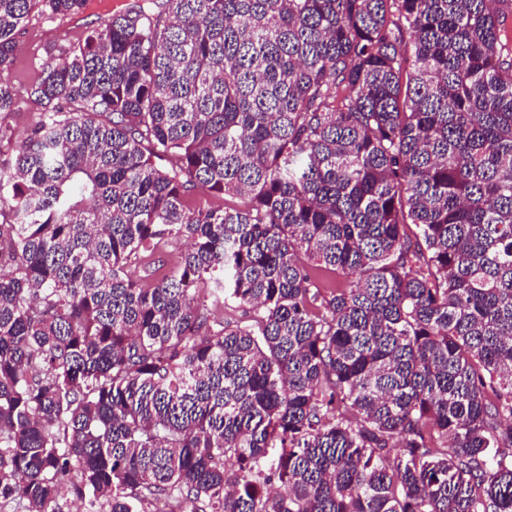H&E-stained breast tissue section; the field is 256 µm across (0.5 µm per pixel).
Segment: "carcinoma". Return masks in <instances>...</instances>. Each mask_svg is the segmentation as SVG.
<instances>
[{"label": "carcinoma", "mask_w": 512, "mask_h": 512, "mask_svg": "<svg viewBox=\"0 0 512 512\" xmlns=\"http://www.w3.org/2000/svg\"><path fill=\"white\" fill-rule=\"evenodd\" d=\"M94 7L0 0V112L30 20ZM510 19L137 0L48 47L0 124V505L512 512ZM189 199L190 203L195 206L223 205L227 207L242 208L247 202L246 198L239 196H224V199H218L211 196L209 192L200 188L192 191ZM186 245L184 242L178 244H162L159 246L157 252L154 256L148 258L146 263H152L153 261H157L158 259L163 260L158 264H152V267H160L159 271H157L155 276H161L164 273H168L172 268H174L177 264L178 257L185 250Z\"/></svg>", "instance_id": "obj_1"}]
</instances>
